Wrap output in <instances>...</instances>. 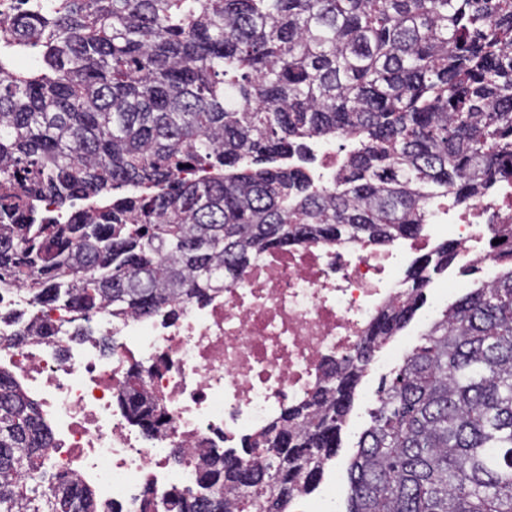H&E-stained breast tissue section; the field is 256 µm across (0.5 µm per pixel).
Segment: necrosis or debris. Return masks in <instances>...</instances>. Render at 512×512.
Masks as SVG:
<instances>
[{
    "mask_svg": "<svg viewBox=\"0 0 512 512\" xmlns=\"http://www.w3.org/2000/svg\"><path fill=\"white\" fill-rule=\"evenodd\" d=\"M512 225V177L462 207L433 206L424 234L382 246L353 238L263 250L220 288L149 313L31 303L22 285H0V371L38 403L53 438L44 468L90 488L102 512H167L174 491L195 488L208 456L309 400L376 318L399 302L407 273L437 240L483 284L498 274L492 242ZM14 311L52 337L14 344ZM112 340L103 351L100 337ZM142 382L165 418L147 433L119 401Z\"/></svg>",
    "mask_w": 512,
    "mask_h": 512,
    "instance_id": "necrosis-or-debris-1",
    "label": "necrosis or debris"
}]
</instances>
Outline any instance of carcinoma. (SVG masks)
<instances>
[{"label": "carcinoma", "mask_w": 512, "mask_h": 512, "mask_svg": "<svg viewBox=\"0 0 512 512\" xmlns=\"http://www.w3.org/2000/svg\"><path fill=\"white\" fill-rule=\"evenodd\" d=\"M18 2L0 25V280L47 305L152 310L265 248L416 236L429 205L512 175V0ZM314 137L353 145L329 186L287 162ZM496 248L497 279L447 306L380 390L348 512H512V248ZM455 259L448 243L418 259L367 346L245 444L259 463L217 455L167 512H286L339 447L372 350ZM122 402L160 427L145 391ZM50 449L0 372V512H93L74 481H25Z\"/></svg>", "instance_id": "1"}]
</instances>
